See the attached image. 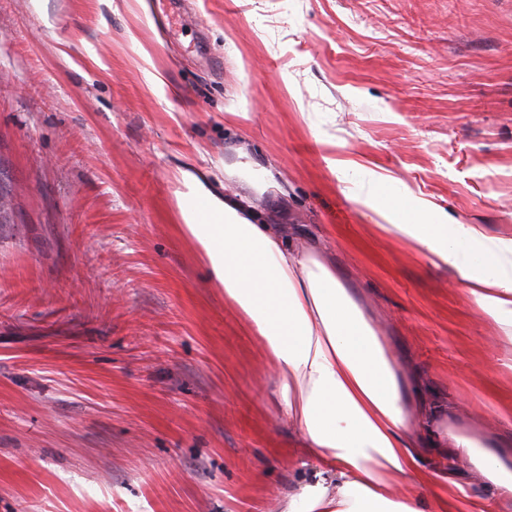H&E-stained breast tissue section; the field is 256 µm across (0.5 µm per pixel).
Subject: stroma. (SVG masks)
Segmentation results:
<instances>
[{"mask_svg": "<svg viewBox=\"0 0 512 512\" xmlns=\"http://www.w3.org/2000/svg\"><path fill=\"white\" fill-rule=\"evenodd\" d=\"M322 239L444 428L512 450V342L368 171L512 237V0H0V512H275L278 375L182 170ZM422 465L464 488L447 449Z\"/></svg>", "mask_w": 512, "mask_h": 512, "instance_id": "stroma-1", "label": "stroma"}]
</instances>
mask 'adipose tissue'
Segmentation results:
<instances>
[{"label":"adipose tissue","mask_w":512,"mask_h":512,"mask_svg":"<svg viewBox=\"0 0 512 512\" xmlns=\"http://www.w3.org/2000/svg\"><path fill=\"white\" fill-rule=\"evenodd\" d=\"M181 181L191 201L182 211L185 227L277 371L279 411L299 438L300 459L316 462L281 512H422L421 493L436 480L420 463L418 430L484 479L479 495L452 485L446 512H512V455L441 430L436 413L413 418L409 387L380 326L321 244L258 223L245 201L215 196L192 171H182ZM380 186L369 173L358 197L386 231L429 262L453 267L474 307L512 340V238L437 221L430 206L382 195Z\"/></svg>","instance_id":"1"}]
</instances>
